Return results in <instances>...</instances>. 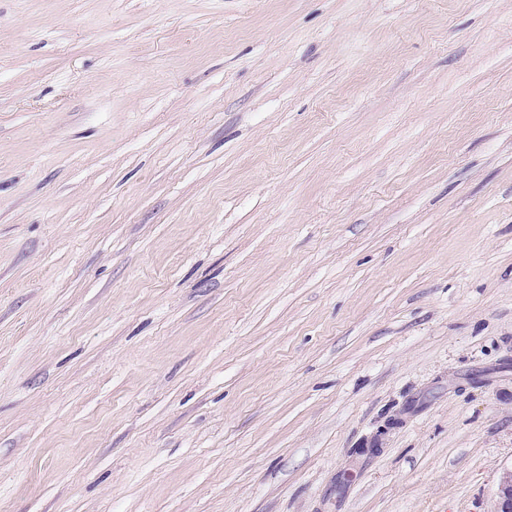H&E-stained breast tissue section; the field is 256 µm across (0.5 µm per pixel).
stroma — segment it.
Listing matches in <instances>:
<instances>
[{
  "mask_svg": "<svg viewBox=\"0 0 512 512\" xmlns=\"http://www.w3.org/2000/svg\"><path fill=\"white\" fill-rule=\"evenodd\" d=\"M512 0H0V512H491Z\"/></svg>",
  "mask_w": 512,
  "mask_h": 512,
  "instance_id": "stroma-1",
  "label": "stroma"
}]
</instances>
